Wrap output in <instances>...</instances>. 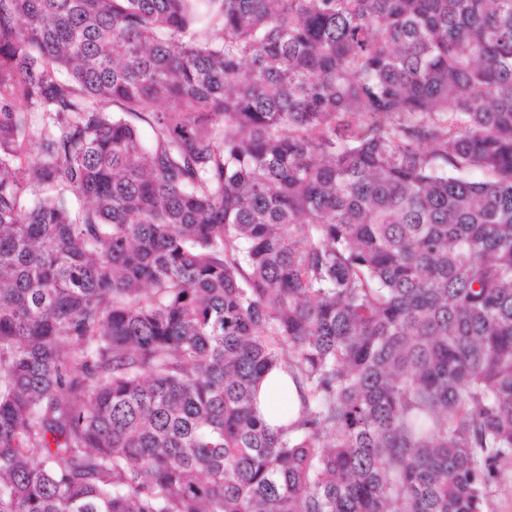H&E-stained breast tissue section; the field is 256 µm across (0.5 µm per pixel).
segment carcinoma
Returning <instances> with one entry per match:
<instances>
[{
  "instance_id": "obj_1",
  "label": "carcinoma",
  "mask_w": 512,
  "mask_h": 512,
  "mask_svg": "<svg viewBox=\"0 0 512 512\" xmlns=\"http://www.w3.org/2000/svg\"><path fill=\"white\" fill-rule=\"evenodd\" d=\"M507 480L512 0H0V512ZM286 395H288L289 405H297L296 386L290 377L280 371L272 374L261 386L258 395V409L271 428H276L284 423L279 417V411L283 409L282 399Z\"/></svg>"
}]
</instances>
